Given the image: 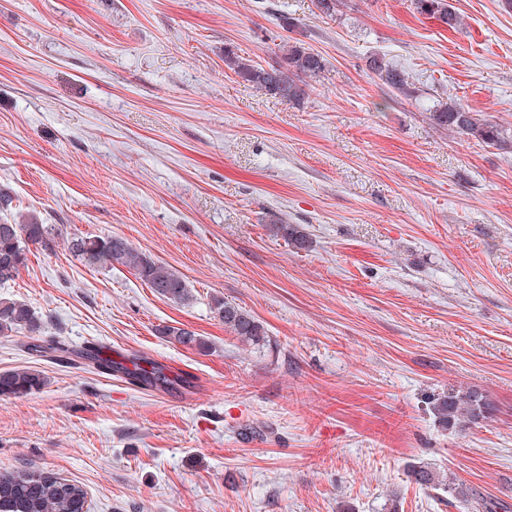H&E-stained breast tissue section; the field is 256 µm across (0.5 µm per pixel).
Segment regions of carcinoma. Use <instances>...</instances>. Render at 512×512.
<instances>
[{
    "instance_id": "cac0c4a2",
    "label": "carcinoma",
    "mask_w": 512,
    "mask_h": 512,
    "mask_svg": "<svg viewBox=\"0 0 512 512\" xmlns=\"http://www.w3.org/2000/svg\"><path fill=\"white\" fill-rule=\"evenodd\" d=\"M416 13L434 19L454 30L460 25L459 15L448 0H411ZM280 60L274 65H253L230 47L224 48V66L242 82L262 91L301 104L309 96L311 80L325 70L324 57L302 42L285 39L279 46ZM390 92L407 93L408 77L382 58L370 62ZM431 122L452 133L482 144L512 150V133L497 122L466 109L450 98L437 105L429 114ZM276 235L298 249L308 246L307 236L294 224H276ZM60 228L43 224L35 216H27L14 223L0 222V284L15 279L27 261V246L39 245L50 249ZM68 249L88 267L123 266L136 275L157 295L180 305L194 302V294L186 280L165 264L137 249L119 236L85 235L67 240ZM213 310L238 342L252 349L264 344V327L246 309L221 299L214 300ZM21 329L32 333L40 330L34 311L24 302L0 298V336L9 337ZM163 332L179 344L200 353L209 351L206 339L178 327H166ZM78 357L99 366L103 372L116 373L134 386L163 391L173 388L181 380L173 378L167 369L154 361L127 357L130 365L103 358L98 353L77 352ZM47 385L42 372L16 369L0 372V397L23 396L39 391ZM489 404L486 397L475 390L448 393L435 399L432 414L447 429L464 431L487 418ZM410 478L426 488L441 489L458 499L468 497L467 488L429 464L410 469ZM0 512H89L87 492L83 486L41 469H18L0 472Z\"/></svg>"
}]
</instances>
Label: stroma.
I'll return each mask as SVG.
<instances>
[{
  "instance_id": "stroma-1",
  "label": "stroma",
  "mask_w": 512,
  "mask_h": 512,
  "mask_svg": "<svg viewBox=\"0 0 512 512\" xmlns=\"http://www.w3.org/2000/svg\"><path fill=\"white\" fill-rule=\"evenodd\" d=\"M449 2L456 30L411 0L330 17L315 0H0V220L123 237L195 296L31 248L0 297L42 330L0 337V372L47 384L0 398L1 471L77 481L90 512H475L410 480L424 462L512 512V152L429 119L454 98L512 129V10ZM283 15L327 61L301 105L224 66L228 46L274 64ZM374 56L411 95L384 98ZM217 298L263 324V348ZM89 346L185 384L141 389L77 358ZM468 389L487 419L442 427L433 397ZM213 310L242 346L255 349L266 341L264 327L243 307L215 299ZM163 332L164 334H167V336H173L179 344L188 348H193L198 352L206 353L210 349L209 343L206 339L187 329L168 326L163 329Z\"/></svg>"
}]
</instances>
